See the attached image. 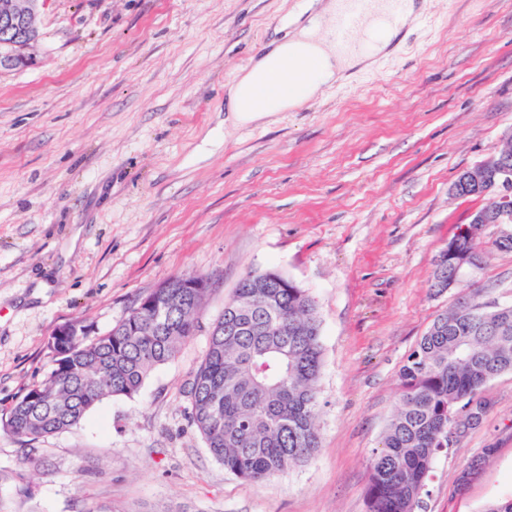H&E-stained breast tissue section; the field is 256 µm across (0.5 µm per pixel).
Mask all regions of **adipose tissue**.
Returning <instances> with one entry per match:
<instances>
[{"label": "adipose tissue", "mask_w": 512, "mask_h": 512, "mask_svg": "<svg viewBox=\"0 0 512 512\" xmlns=\"http://www.w3.org/2000/svg\"><path fill=\"white\" fill-rule=\"evenodd\" d=\"M339 7L338 0H325L319 14L307 20L288 42L267 51L237 76L228 89V99L239 119L254 121L297 106L320 94L324 87L340 82L353 72L366 70L377 59L390 54L400 31L393 28L384 39L373 40L372 32L382 22L377 14L367 20L356 48L338 49L327 20ZM310 60L319 64L317 78L305 83L300 95L284 92L282 85L289 71L301 68ZM247 97L263 98L264 103L252 109L244 108L242 101Z\"/></svg>", "instance_id": "obj_1"}]
</instances>
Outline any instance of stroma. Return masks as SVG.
I'll return each instance as SVG.
<instances>
[{"label": "stroma", "mask_w": 512, "mask_h": 512, "mask_svg": "<svg viewBox=\"0 0 512 512\" xmlns=\"http://www.w3.org/2000/svg\"><path fill=\"white\" fill-rule=\"evenodd\" d=\"M396 50L241 123L227 90L310 15L297 0H49L34 65L0 75V416L54 367L62 324L108 332L170 278L212 286L133 397L34 454L0 428V512H366L399 368L460 293L512 305V253L458 288L435 260L481 199L451 193L512 132V0H426ZM277 269L321 320V446L255 484L189 420L213 323ZM434 458L417 512L512 497V373Z\"/></svg>", "instance_id": "obj_1"}]
</instances>
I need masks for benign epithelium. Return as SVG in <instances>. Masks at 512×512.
Returning <instances> with one entry per match:
<instances>
[{
  "label": "benign epithelium",
  "mask_w": 512,
  "mask_h": 512,
  "mask_svg": "<svg viewBox=\"0 0 512 512\" xmlns=\"http://www.w3.org/2000/svg\"><path fill=\"white\" fill-rule=\"evenodd\" d=\"M47 0H0V73L30 66L42 38L40 15ZM486 199V207L469 215L474 225L512 227V165L505 156H493L465 170L451 187Z\"/></svg>",
  "instance_id": "7a95c632"
}]
</instances>
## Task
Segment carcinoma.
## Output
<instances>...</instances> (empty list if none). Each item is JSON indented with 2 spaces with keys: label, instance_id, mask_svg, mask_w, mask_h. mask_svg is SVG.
Segmentation results:
<instances>
[{
  "label": "carcinoma",
  "instance_id": "carcinoma-1",
  "mask_svg": "<svg viewBox=\"0 0 512 512\" xmlns=\"http://www.w3.org/2000/svg\"><path fill=\"white\" fill-rule=\"evenodd\" d=\"M512 252V234L458 239L454 260ZM454 265L442 256L432 287L448 290ZM173 277L140 296L109 332L89 338L69 323L54 369L26 388L0 420L32 442L77 425L98 402L131 397L149 372L173 359L197 327L206 288ZM321 322L312 296L279 270L243 277L212 326L189 399L192 424L224 469L250 482L310 460L320 447ZM512 373V305L488 309L463 295L433 320L400 367L399 402L369 464L367 512H416L454 417L497 377Z\"/></svg>",
  "mask_w": 512,
  "mask_h": 512
}]
</instances>
